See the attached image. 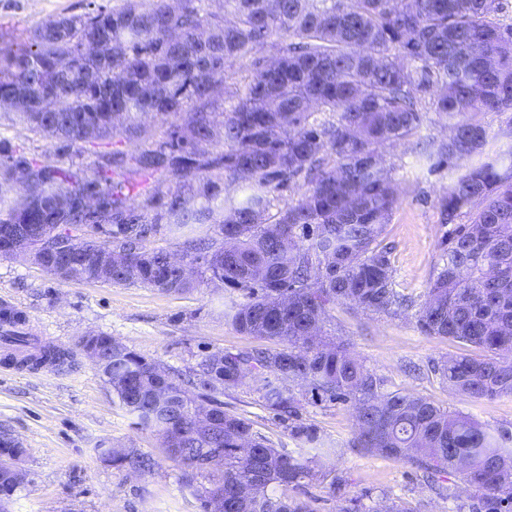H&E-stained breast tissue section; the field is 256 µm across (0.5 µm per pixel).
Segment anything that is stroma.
I'll list each match as a JSON object with an SVG mask.
<instances>
[{"label":"stroma","mask_w":512,"mask_h":512,"mask_svg":"<svg viewBox=\"0 0 512 512\" xmlns=\"http://www.w3.org/2000/svg\"><path fill=\"white\" fill-rule=\"evenodd\" d=\"M86 0H0V36L22 43L46 19L82 13ZM436 114H429L415 140L387 153L396 167L400 203L385 228L395 287L419 298L441 262L438 198L456 178L457 168L433 166L416 146L445 138ZM27 147L80 175H91L97 153H137L140 141L121 136L95 144L59 149L18 122H0V138ZM192 289L170 295L152 288L63 281L22 254L0 255V308L16 309L38 339L53 338L70 354L68 364L19 369L0 348V435L24 450L18 465L29 478L9 499V512H202L181 482V468L167 458L160 436L139 429L132 416L82 350L83 337L103 334L154 359L181 378H192L205 354L250 350L260 342L236 331L224 318L223 289L214 288L203 260L189 263ZM327 336L347 344L387 390L422 395L437 405L471 415L492 429H512V396L475 401L448 389L434 367L450 356L477 355L475 347L425 335L414 311L393 317L363 313L336 304ZM254 381L221 394L225 408L248 418L254 430L276 447L296 443L274 414L264 408ZM304 423L340 448L332 463L348 480L347 495L369 493L407 503L414 512H453L442 486L430 485L412 463L350 447L356 431L352 406L303 397ZM134 448L151 458L150 470L132 473L102 462L103 448Z\"/></svg>","instance_id":"obj_1"}]
</instances>
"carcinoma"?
I'll return each mask as SVG.
<instances>
[{
    "instance_id": "carcinoma-1",
    "label": "carcinoma",
    "mask_w": 512,
    "mask_h": 512,
    "mask_svg": "<svg viewBox=\"0 0 512 512\" xmlns=\"http://www.w3.org/2000/svg\"><path fill=\"white\" fill-rule=\"evenodd\" d=\"M87 0L79 15L37 25L31 39L0 37V117L14 116L61 148L147 133L163 141L136 155L100 154L81 177L0 139V237L35 228L29 245L79 253L64 281L99 282L94 244L120 260L105 283L181 294L186 264L149 249V233L222 218L205 256L209 280L243 300L224 303L240 333L274 346L206 354L200 399L160 364L105 335L83 347L134 425L163 437L182 483L208 512H312L288 489L344 476L318 463L338 454L300 419L289 383L349 404V443L407 460L429 477L460 473L472 491L457 512H512V430H490L420 395L384 389L345 344L321 335L333 305L398 315L413 300L394 288L382 236L400 196L383 149L414 137L431 112L448 138L424 148L435 165L485 152L481 115L512 111V24L498 0ZM217 142L209 152L204 144ZM242 187L224 194L222 183ZM303 191L271 213L279 194ZM140 198L134 205L130 200ZM450 225L441 263L417 315L421 331L484 351L451 357L438 373L475 400L512 396V155L467 166L438 200ZM6 346L28 343L12 316ZM62 353L20 360L39 366ZM253 375L265 407L299 451L277 448L217 391ZM118 469H149L126 448H102ZM340 512L365 508L345 498Z\"/></svg>"
}]
</instances>
